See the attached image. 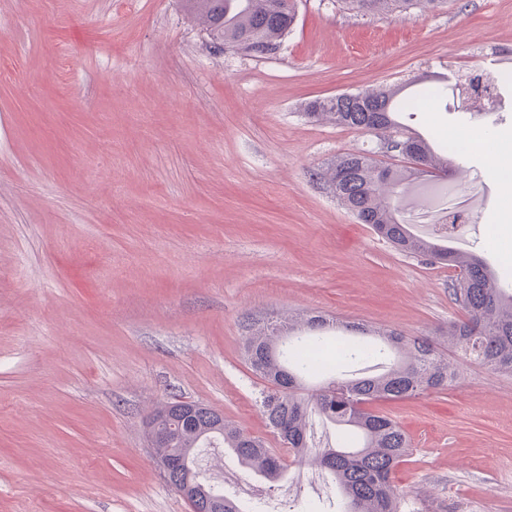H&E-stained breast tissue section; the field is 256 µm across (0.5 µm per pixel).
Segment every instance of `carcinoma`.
<instances>
[{
  "label": "carcinoma",
  "mask_w": 512,
  "mask_h": 512,
  "mask_svg": "<svg viewBox=\"0 0 512 512\" xmlns=\"http://www.w3.org/2000/svg\"><path fill=\"white\" fill-rule=\"evenodd\" d=\"M189 13L211 39L249 56L262 58L279 52L296 22L297 0H184ZM346 9L362 15L440 8L446 0H343ZM402 88H374L309 102L311 118L324 117L337 125L383 137L399 135V167L383 163L368 152L336 156L320 173L336 199L360 223L396 250L444 264L456 272L450 289L467 315L448 323V346L493 373L512 376V273L498 272L473 253H460L411 233L395 216L397 200L410 178L429 173L448 174V150L437 151L420 136L405 130L400 112H415L424 98H438L445 86L437 81L409 96ZM330 321L303 314L293 318L251 319L246 324L243 353L253 372L271 388L260 408L268 426L292 453L294 461H311L326 471L339 490L338 512H403V496L392 481L399 463L410 455V442L394 419L377 410L378 400L413 397L430 389L445 390L456 381V363L433 342L411 338L396 329L338 322L352 334L335 352L336 366L376 363L381 372L363 376H331L326 352L331 340L321 335ZM319 415L335 426L337 447L309 456L306 430L309 418ZM165 427L170 442L154 449L156 459L185 457L194 465L199 437L213 438L239 466L270 482L284 476L280 458L261 439L221 421L208 412L187 416L171 408ZM206 494L194 502L203 512L212 500L222 512H254L256 506L205 485Z\"/></svg>",
  "instance_id": "obj_1"
}]
</instances>
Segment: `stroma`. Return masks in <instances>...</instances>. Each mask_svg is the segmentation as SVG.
<instances>
[{
  "label": "stroma",
  "instance_id": "35a3bbf8",
  "mask_svg": "<svg viewBox=\"0 0 512 512\" xmlns=\"http://www.w3.org/2000/svg\"><path fill=\"white\" fill-rule=\"evenodd\" d=\"M512 53V0H448L410 17L298 0L282 50L211 40L182 0H0V512H192L164 479L146 418L172 399L222 412L282 455L260 503L335 512L331 478L294 463L241 354L248 319L319 314L390 326L447 350L464 312L448 267L395 251L320 172L370 133L314 120L310 101L424 76L474 75ZM404 127L477 145L448 178L484 179L455 249L512 267V184L489 179L505 120L456 99ZM375 408L412 454V512H512V377L476 363L457 384ZM200 466L248 500L223 449Z\"/></svg>",
  "mask_w": 512,
  "mask_h": 512
}]
</instances>
